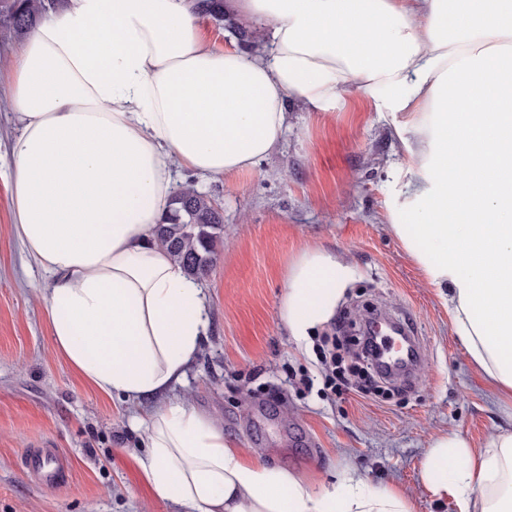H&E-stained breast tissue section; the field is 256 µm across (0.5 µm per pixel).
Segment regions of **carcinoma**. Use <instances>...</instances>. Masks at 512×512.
<instances>
[{"instance_id":"1","label":"carcinoma","mask_w":512,"mask_h":512,"mask_svg":"<svg viewBox=\"0 0 512 512\" xmlns=\"http://www.w3.org/2000/svg\"><path fill=\"white\" fill-rule=\"evenodd\" d=\"M56 0H0V37H22L41 19ZM208 17L228 27L241 38L246 26L224 15V0H206ZM224 220L214 198L188 183L172 197L165 222L159 226V240L188 276L198 279L212 261L217 233Z\"/></svg>"}]
</instances>
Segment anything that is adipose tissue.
<instances>
[{
	"label": "adipose tissue",
	"mask_w": 512,
	"mask_h": 512,
	"mask_svg": "<svg viewBox=\"0 0 512 512\" xmlns=\"http://www.w3.org/2000/svg\"><path fill=\"white\" fill-rule=\"evenodd\" d=\"M227 2L270 50L211 48L203 0H63L22 43L0 97L20 126L11 229L53 277V346L99 392L150 406L142 475L180 512H413L405 490L349 468L319 489L262 463L170 398L209 316L158 226L175 171L251 168L283 137L289 99L382 90L408 116L410 198L390 230L512 407V0ZM349 272L319 248L288 265L295 341L333 315ZM421 483L457 512H512V427L478 454L458 433L433 436Z\"/></svg>",
	"instance_id": "ef3b65f1"
}]
</instances>
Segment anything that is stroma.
<instances>
[{"label": "stroma", "mask_w": 512, "mask_h": 512, "mask_svg": "<svg viewBox=\"0 0 512 512\" xmlns=\"http://www.w3.org/2000/svg\"><path fill=\"white\" fill-rule=\"evenodd\" d=\"M404 121L376 91L345 87L318 108L288 104V129L250 170L201 177L226 234L200 285L209 332L176 396L215 418L225 438L262 462L321 482L354 468L377 487L408 491L414 512H449L421 486L432 436L455 431L477 451L512 421L471 364L448 308L388 231L406 201ZM16 115L0 111V512H173L141 477L142 433L124 402L88 386L55 351L43 296L49 278L11 232ZM308 246L335 253L351 278L323 336L352 319L399 317L424 344L415 377L389 395L329 398L313 350L281 316L289 260ZM46 448L67 467L45 485L24 457Z\"/></svg>", "instance_id": "obj_1"}]
</instances>
